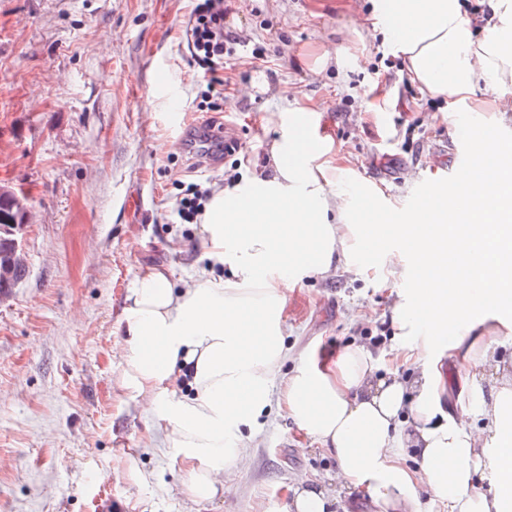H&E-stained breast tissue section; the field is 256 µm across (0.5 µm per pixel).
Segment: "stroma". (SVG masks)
Instances as JSON below:
<instances>
[{
    "mask_svg": "<svg viewBox=\"0 0 512 512\" xmlns=\"http://www.w3.org/2000/svg\"><path fill=\"white\" fill-rule=\"evenodd\" d=\"M372 4L233 0L226 26L247 41L226 63L220 111L203 112L185 35L194 0H0V183L33 205L27 274L0 297V512H290L297 483L335 486L333 458L274 407L242 430L233 492L193 501L179 457L159 448L115 378L136 276L156 270L180 289L210 265L201 225L177 219L174 180L218 187L226 165L243 181L265 168L275 132L258 118L282 84L317 103L325 131L394 209L413 206L419 179L452 174L469 143L434 120L439 101L408 82L381 36L355 32ZM343 45L361 51L351 68L315 75L297 61L306 47ZM376 86L391 106L373 117ZM180 118L232 123L241 150L216 165L176 163ZM401 271L308 277L288 296L282 373L302 354L332 359L363 341L379 372L409 377L388 317ZM127 454L140 482L116 469Z\"/></svg>",
    "mask_w": 512,
    "mask_h": 512,
    "instance_id": "1",
    "label": "stroma"
}]
</instances>
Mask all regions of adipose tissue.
<instances>
[{"label":"adipose tissue","instance_id":"1","mask_svg":"<svg viewBox=\"0 0 512 512\" xmlns=\"http://www.w3.org/2000/svg\"><path fill=\"white\" fill-rule=\"evenodd\" d=\"M409 81L445 111L477 112L476 144L453 180H433L421 205L393 214L379 185L361 178L320 123L318 108L281 86L263 120L277 130L270 169L235 192H216L203 218L222 279L197 273L174 290L159 272L139 274L126 296L119 388L132 390L164 447L186 466L194 500L232 488L243 426L270 405L336 461V488L299 484L291 512H332L337 490L366 491L382 512H512V364L487 345L512 332V139L490 113L512 98V0H374L368 19ZM408 259L392 323L412 380L377 376L371 350L350 343L334 363L308 356L279 387L288 358L282 318L289 291L343 264ZM456 381L480 391L484 425L444 407L442 356ZM189 373L190 394L177 380ZM416 464L408 466L404 453Z\"/></svg>","mask_w":512,"mask_h":512}]
</instances>
